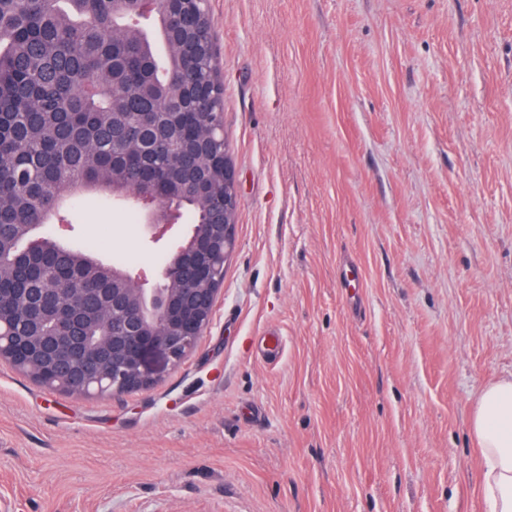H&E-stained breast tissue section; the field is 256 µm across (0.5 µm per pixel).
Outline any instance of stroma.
<instances>
[{"label": "stroma", "mask_w": 512, "mask_h": 512, "mask_svg": "<svg viewBox=\"0 0 512 512\" xmlns=\"http://www.w3.org/2000/svg\"><path fill=\"white\" fill-rule=\"evenodd\" d=\"M209 6L238 181L212 321L131 393L0 363V512H487L469 417L512 374V0ZM126 214L87 202L60 239L153 285L192 227Z\"/></svg>", "instance_id": "stroma-1"}]
</instances>
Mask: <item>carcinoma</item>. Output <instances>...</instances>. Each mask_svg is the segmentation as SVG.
<instances>
[{
    "mask_svg": "<svg viewBox=\"0 0 512 512\" xmlns=\"http://www.w3.org/2000/svg\"><path fill=\"white\" fill-rule=\"evenodd\" d=\"M0 0V289L112 287L131 262L59 242L91 194L163 197L177 224L224 201V81L208 0ZM139 112L178 119L138 151ZM121 129L124 138L112 139Z\"/></svg>",
    "mask_w": 512,
    "mask_h": 512,
    "instance_id": "obj_1",
    "label": "carcinoma"
}]
</instances>
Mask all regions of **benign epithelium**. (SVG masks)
Masks as SVG:
<instances>
[{
    "instance_id": "benign-epithelium-1",
    "label": "benign epithelium",
    "mask_w": 512,
    "mask_h": 512,
    "mask_svg": "<svg viewBox=\"0 0 512 512\" xmlns=\"http://www.w3.org/2000/svg\"><path fill=\"white\" fill-rule=\"evenodd\" d=\"M234 246V225L196 226L192 244L164 267L145 305L132 302L144 289L128 280L110 288H78L72 302L36 288L33 297L15 305L43 312L52 335L18 338L0 331V360L19 371L36 367L46 384L73 396L147 388L154 381L152 362L176 366L197 347L220 292L218 260H228ZM87 296L90 313L106 315L112 328L95 345L76 324Z\"/></svg>"
}]
</instances>
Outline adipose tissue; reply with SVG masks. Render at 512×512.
Returning a JSON list of instances; mask_svg holds the SVG:
<instances>
[{
	"mask_svg": "<svg viewBox=\"0 0 512 512\" xmlns=\"http://www.w3.org/2000/svg\"><path fill=\"white\" fill-rule=\"evenodd\" d=\"M481 456V492L490 512H512V375L481 391L470 416Z\"/></svg>",
	"mask_w": 512,
	"mask_h": 512,
	"instance_id": "ef3b65f1",
	"label": "adipose tissue"
}]
</instances>
